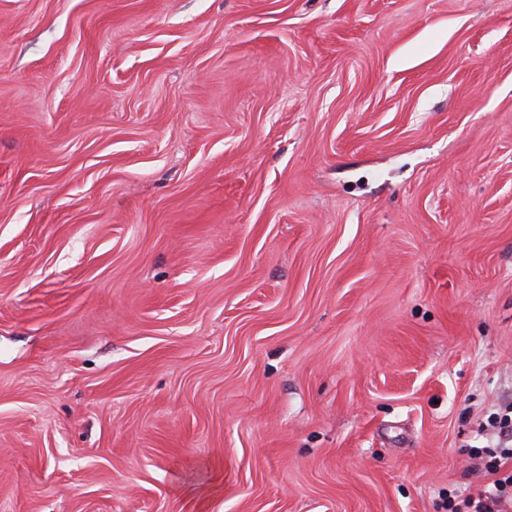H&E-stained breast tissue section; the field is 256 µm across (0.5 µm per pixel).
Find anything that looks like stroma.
<instances>
[{
  "mask_svg": "<svg viewBox=\"0 0 512 512\" xmlns=\"http://www.w3.org/2000/svg\"><path fill=\"white\" fill-rule=\"evenodd\" d=\"M512 399V0H0V512H448Z\"/></svg>",
  "mask_w": 512,
  "mask_h": 512,
  "instance_id": "35a3bbf8",
  "label": "stroma"
}]
</instances>
